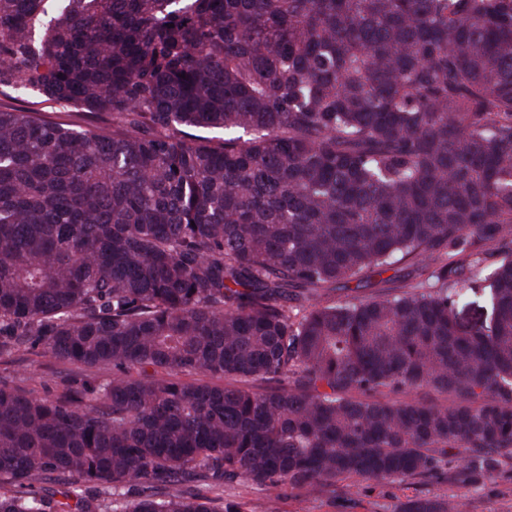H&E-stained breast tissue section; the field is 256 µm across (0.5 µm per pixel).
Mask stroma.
<instances>
[{
  "label": "stroma",
  "instance_id": "1",
  "mask_svg": "<svg viewBox=\"0 0 512 512\" xmlns=\"http://www.w3.org/2000/svg\"><path fill=\"white\" fill-rule=\"evenodd\" d=\"M16 108L41 112L53 120L84 128L97 123L85 110L45 101L37 92L0 88V110ZM82 374V368L55 363L38 352L0 358V379L37 397L67 398ZM414 495L459 499L464 512H512V463L506 464L501 474L473 486L445 477L381 481L350 478L277 502L271 501L265 489L239 480L224 488V512H399L406 498Z\"/></svg>",
  "mask_w": 512,
  "mask_h": 512
}]
</instances>
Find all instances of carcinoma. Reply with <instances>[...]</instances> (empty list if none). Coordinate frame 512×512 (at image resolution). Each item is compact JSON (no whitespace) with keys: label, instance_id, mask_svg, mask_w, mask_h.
I'll return each instance as SVG.
<instances>
[{"label":"carcinoma","instance_id":"obj_1","mask_svg":"<svg viewBox=\"0 0 512 512\" xmlns=\"http://www.w3.org/2000/svg\"><path fill=\"white\" fill-rule=\"evenodd\" d=\"M46 2L0 0V88L112 128L0 111V355L112 378L0 381V512H224L238 479L512 459V0ZM71 476L111 507L34 489ZM93 373L99 380L112 377L107 368L88 370L57 364L41 352H29L14 359L0 358V378L16 389L37 397L65 399L77 387L82 374Z\"/></svg>","mask_w":512,"mask_h":512}]
</instances>
